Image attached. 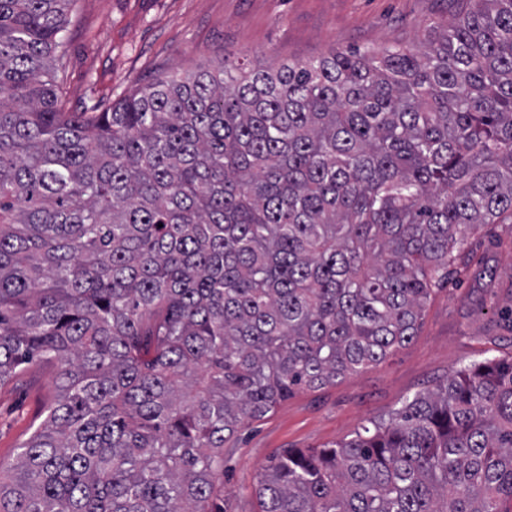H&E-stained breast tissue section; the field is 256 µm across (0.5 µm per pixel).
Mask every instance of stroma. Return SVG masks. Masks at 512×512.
Instances as JSON below:
<instances>
[{
	"label": "stroma",
	"instance_id": "obj_1",
	"mask_svg": "<svg viewBox=\"0 0 512 512\" xmlns=\"http://www.w3.org/2000/svg\"><path fill=\"white\" fill-rule=\"evenodd\" d=\"M457 11V0H78L71 15L66 106L81 112L175 69L210 66L234 53L253 67L425 45ZM467 273L427 304L417 335L384 362L321 389H299L268 418L246 424L224 458V496L252 512L257 475L279 448H321L367 420L433 389L487 358H512V224H494L464 246ZM56 366L35 362L0 385V465L57 395Z\"/></svg>",
	"mask_w": 512,
	"mask_h": 512
}]
</instances>
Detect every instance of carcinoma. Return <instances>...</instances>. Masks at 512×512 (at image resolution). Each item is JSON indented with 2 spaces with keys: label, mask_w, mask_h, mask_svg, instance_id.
Here are the masks:
<instances>
[{
  "label": "carcinoma",
  "mask_w": 512,
  "mask_h": 512,
  "mask_svg": "<svg viewBox=\"0 0 512 512\" xmlns=\"http://www.w3.org/2000/svg\"><path fill=\"white\" fill-rule=\"evenodd\" d=\"M76 0H0V383L56 398L0 512H233L224 455L299 389L416 336L466 239L512 224V0L424 47L164 74L63 100ZM254 512H512V359L326 448Z\"/></svg>",
  "instance_id": "obj_1"
}]
</instances>
